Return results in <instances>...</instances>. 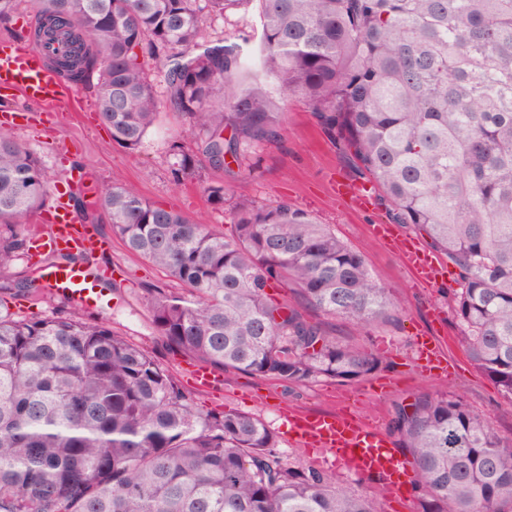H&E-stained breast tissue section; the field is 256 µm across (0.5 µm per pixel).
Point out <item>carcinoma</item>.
<instances>
[{"label":"carcinoma","mask_w":512,"mask_h":512,"mask_svg":"<svg viewBox=\"0 0 512 512\" xmlns=\"http://www.w3.org/2000/svg\"><path fill=\"white\" fill-rule=\"evenodd\" d=\"M252 1L253 70L243 44L204 33L207 19ZM27 2L37 22L26 39L56 46L48 61L66 83L94 88L115 144L140 148L163 111L188 123L195 147L170 145L172 180H198L232 223L228 236L122 184L89 202L174 284L142 286L168 346L287 389L383 367L336 336L338 320L369 327L395 313L364 256L286 201L229 194L301 101L390 223L448 258L457 345L512 404V0ZM206 167L224 180L201 179ZM53 186L0 127V512H382V485L350 493L283 463L260 419L198 411L151 351L9 275L34 247L25 220ZM12 301L37 310L13 312ZM391 430L422 512H512V437L460 395L395 405Z\"/></svg>","instance_id":"cac0c4a2"}]
</instances>
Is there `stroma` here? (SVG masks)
<instances>
[{"instance_id":"obj_1","label":"stroma","mask_w":512,"mask_h":512,"mask_svg":"<svg viewBox=\"0 0 512 512\" xmlns=\"http://www.w3.org/2000/svg\"><path fill=\"white\" fill-rule=\"evenodd\" d=\"M210 35L231 38H257L259 19L247 7L211 20ZM81 111L59 110L52 126H45L39 115L16 128L17 138L53 171L57 182H65L71 167H79L86 184L96 188L111 183L132 186L143 197L183 210L191 219L229 231L230 221L206 202L194 184H175L170 168L175 161L169 152L174 139L190 142L189 132L164 117L149 133L143 146L134 152L113 144L110 131L97 117L94 90L78 89ZM260 161L250 176L232 184L235 195L262 204L285 200L304 209L322 224L334 225L337 235L361 252L377 280L394 289L398 309L386 324L362 328L337 323L336 334L368 352H382L384 368L368 377L369 385L386 383L385 393L363 395L355 413L363 420L389 431L395 403L409 401L422 392L454 391L478 413L494 431L512 435V408L505 403L498 386L481 373L457 347L455 320L449 294L455 287L453 273H445L431 288L415 287L398 258L370 234L373 224L386 223L383 206L360 210L345 204L334 189L336 179L352 177L341 152L329 144L314 127L302 103L288 108V120L281 142L259 151ZM99 268L125 272L119 295L109 308L94 311L90 320L109 321L114 331L135 344L148 348L176 375L186 380L191 366L188 358L172 354L152 324L142 284H166L165 275L153 265L125 251L120 242L96 254ZM423 336H437L451 364L446 377L432 376L418 368L417 342ZM348 385L321 381L294 389L274 379H260L247 373L224 376L222 392L199 391L195 405L200 411L221 407L248 412L262 419L276 434L277 452L283 462L311 466L315 454L295 446L284 409L310 414L334 415Z\"/></svg>"}]
</instances>
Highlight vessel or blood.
<instances>
[{
  "instance_id": "1",
  "label": "vessel or blood",
  "mask_w": 512,
  "mask_h": 512,
  "mask_svg": "<svg viewBox=\"0 0 512 512\" xmlns=\"http://www.w3.org/2000/svg\"><path fill=\"white\" fill-rule=\"evenodd\" d=\"M46 49H32L25 41L0 40V118L9 120L32 110L51 115L61 103L75 104L73 89L46 64ZM336 194L357 208L367 207L372 196L368 187L350 179L337 181ZM49 226V247L73 252L106 250L109 243L95 226L78 222L67 199L57 198L43 217ZM371 233L393 252L401 265L422 288L434 287L442 274L438 258L417 241L401 234L391 224L372 226ZM45 285L57 296L88 310H102L111 297L99 275L79 263L42 268ZM444 358L437 338L421 342V369L433 372ZM294 441L304 448L325 451L327 463L373 478L392 496H401L411 479L405 458L377 426L346 414L315 416L298 410L288 414Z\"/></svg>"
}]
</instances>
